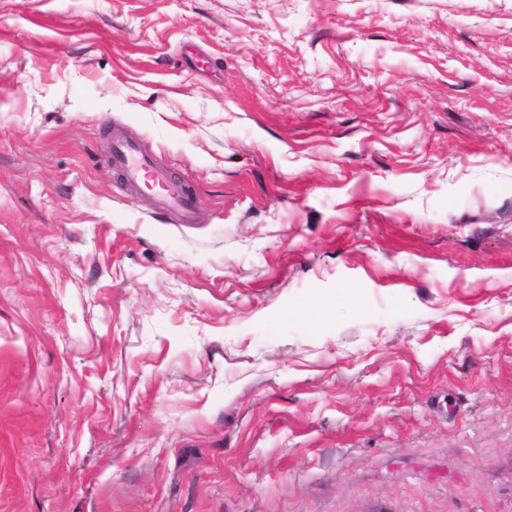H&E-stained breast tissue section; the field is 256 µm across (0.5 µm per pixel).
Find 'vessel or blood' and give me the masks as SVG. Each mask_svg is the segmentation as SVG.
Wrapping results in <instances>:
<instances>
[{
	"mask_svg": "<svg viewBox=\"0 0 512 512\" xmlns=\"http://www.w3.org/2000/svg\"><path fill=\"white\" fill-rule=\"evenodd\" d=\"M111 166L127 184L151 194L160 206L178 212L184 223H192L196 200L191 190L171 179L156 165L152 154L139 143L121 137L112 142Z\"/></svg>",
	"mask_w": 512,
	"mask_h": 512,
	"instance_id": "vessel-or-blood-1",
	"label": "vessel or blood"
}]
</instances>
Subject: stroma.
Returning <instances> with one entry per match:
<instances>
[{
    "label": "stroma",
    "mask_w": 512,
    "mask_h": 512,
    "mask_svg": "<svg viewBox=\"0 0 512 512\" xmlns=\"http://www.w3.org/2000/svg\"><path fill=\"white\" fill-rule=\"evenodd\" d=\"M0 512H512V0H0ZM110 162L112 168L121 172L127 184L143 188L160 206L178 212L184 224L192 223L196 210L192 191L172 180L166 170L156 165L152 154L139 143L115 137Z\"/></svg>",
    "instance_id": "1"
}]
</instances>
